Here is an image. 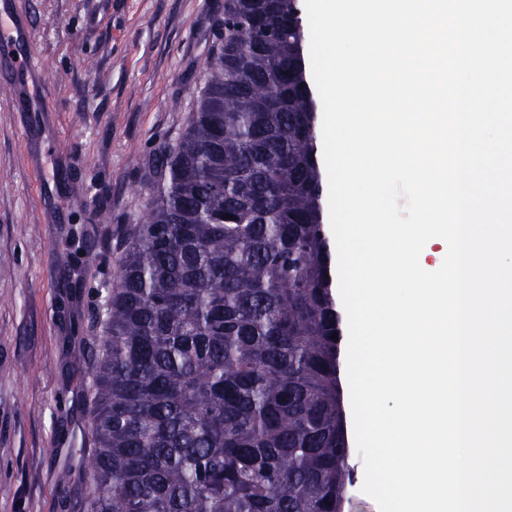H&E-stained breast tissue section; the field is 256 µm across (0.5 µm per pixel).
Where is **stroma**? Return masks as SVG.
I'll use <instances>...</instances> for the list:
<instances>
[{
	"label": "stroma",
	"instance_id": "35a3bbf8",
	"mask_svg": "<svg viewBox=\"0 0 512 512\" xmlns=\"http://www.w3.org/2000/svg\"><path fill=\"white\" fill-rule=\"evenodd\" d=\"M14 8L39 70L0 86V512H67L95 446L93 316L153 158L195 109L224 0H0V18ZM16 93L33 95L41 124Z\"/></svg>",
	"mask_w": 512,
	"mask_h": 512
}]
</instances>
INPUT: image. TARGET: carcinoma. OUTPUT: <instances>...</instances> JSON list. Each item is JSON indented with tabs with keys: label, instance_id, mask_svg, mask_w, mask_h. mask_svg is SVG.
<instances>
[{
	"label": "carcinoma",
	"instance_id": "1",
	"mask_svg": "<svg viewBox=\"0 0 512 512\" xmlns=\"http://www.w3.org/2000/svg\"><path fill=\"white\" fill-rule=\"evenodd\" d=\"M301 0H224L89 348L72 512H343L341 316ZM232 219H224L225 215Z\"/></svg>",
	"mask_w": 512,
	"mask_h": 512
}]
</instances>
